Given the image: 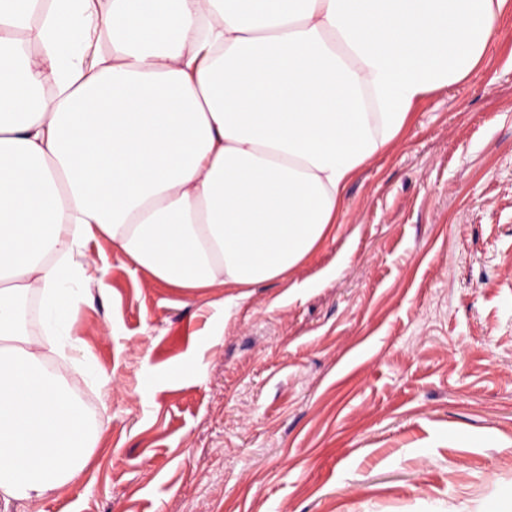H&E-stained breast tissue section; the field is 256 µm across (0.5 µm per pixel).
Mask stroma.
<instances>
[{
	"mask_svg": "<svg viewBox=\"0 0 512 512\" xmlns=\"http://www.w3.org/2000/svg\"><path fill=\"white\" fill-rule=\"evenodd\" d=\"M341 212L289 283L245 294L176 292L90 241L103 286L74 332L109 384L68 379L98 399L93 464L7 512H487L512 492L511 16Z\"/></svg>",
	"mask_w": 512,
	"mask_h": 512,
	"instance_id": "obj_1",
	"label": "stroma"
}]
</instances>
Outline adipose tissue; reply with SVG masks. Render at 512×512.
<instances>
[{
  "label": "adipose tissue",
  "mask_w": 512,
  "mask_h": 512,
  "mask_svg": "<svg viewBox=\"0 0 512 512\" xmlns=\"http://www.w3.org/2000/svg\"><path fill=\"white\" fill-rule=\"evenodd\" d=\"M511 4L0 0V499L92 464L99 431L50 364L82 349L90 240L182 291L287 280Z\"/></svg>",
  "instance_id": "obj_1"
}]
</instances>
